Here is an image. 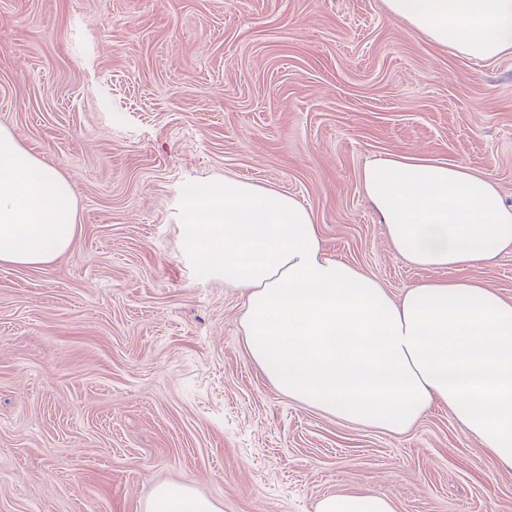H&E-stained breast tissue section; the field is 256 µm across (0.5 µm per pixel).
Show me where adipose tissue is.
Wrapping results in <instances>:
<instances>
[{
  "label": "adipose tissue",
  "instance_id": "obj_1",
  "mask_svg": "<svg viewBox=\"0 0 512 512\" xmlns=\"http://www.w3.org/2000/svg\"><path fill=\"white\" fill-rule=\"evenodd\" d=\"M455 54H512V0H384ZM394 253L451 270L392 299L371 274L328 257L311 211L294 196L225 177L183 194L180 224L205 276L242 288L251 358L288 398L338 420L393 433L447 406L512 468V304L464 270L512 250V207L496 182L461 162L377 157L360 175ZM76 205L60 171L0 127V264L42 266L70 246ZM142 512H221L191 483L153 487ZM316 512H395L362 489Z\"/></svg>",
  "mask_w": 512,
  "mask_h": 512
}]
</instances>
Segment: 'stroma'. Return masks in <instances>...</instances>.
I'll list each match as a JSON object with an SVG mask.
<instances>
[{
  "label": "stroma",
  "mask_w": 512,
  "mask_h": 512,
  "mask_svg": "<svg viewBox=\"0 0 512 512\" xmlns=\"http://www.w3.org/2000/svg\"><path fill=\"white\" fill-rule=\"evenodd\" d=\"M77 202L68 251L0 265V512H141L190 481L222 512H315L366 487L396 512H512V469L447 408L408 433L288 399L246 350L245 298L181 243L185 185L295 196L331 258L393 299L428 279L366 200L419 152L512 204V55L456 56L383 0H0V127ZM467 277L512 303V251Z\"/></svg>",
  "instance_id": "1"
}]
</instances>
